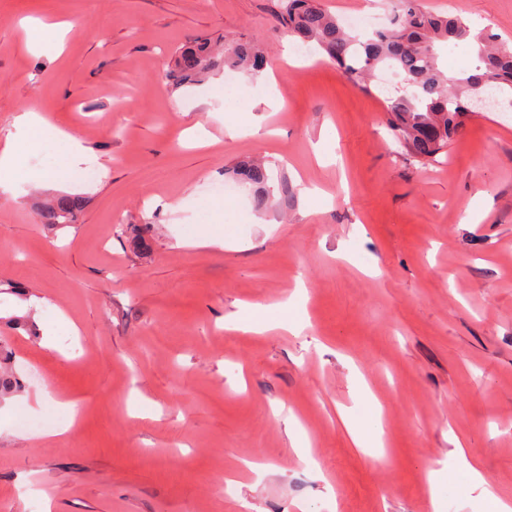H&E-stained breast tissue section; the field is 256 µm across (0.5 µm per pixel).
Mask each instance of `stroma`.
<instances>
[{"instance_id":"stroma-1","label":"stroma","mask_w":512,"mask_h":512,"mask_svg":"<svg viewBox=\"0 0 512 512\" xmlns=\"http://www.w3.org/2000/svg\"><path fill=\"white\" fill-rule=\"evenodd\" d=\"M323 3L378 29L396 15L394 0ZM422 3L512 39V0ZM277 15V0H0V142L23 110L51 124L0 186V283L23 288L0 295V337L22 395L80 411L51 448L48 408L0 419V512H42L47 496L52 512H490L459 444L512 499V107L470 113L447 162L422 165L390 134L379 84L359 89L320 52L284 62L295 39ZM33 20L69 22L63 50L48 35L27 49ZM197 37L251 40L274 84L220 68L172 86V52ZM198 123L214 145L185 137ZM64 132L103 179L69 168ZM245 161L266 167L267 205L240 190L225 243L192 245L215 221L206 186ZM61 195L84 199L76 223L42 224ZM300 280L299 333L225 331ZM23 296L63 308L79 339L16 316ZM358 374L384 407L378 456L338 416L366 425Z\"/></svg>"}]
</instances>
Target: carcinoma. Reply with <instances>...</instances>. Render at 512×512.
Segmentation results:
<instances>
[{"mask_svg":"<svg viewBox=\"0 0 512 512\" xmlns=\"http://www.w3.org/2000/svg\"><path fill=\"white\" fill-rule=\"evenodd\" d=\"M398 27L362 35L345 28L330 14L322 0H279L278 16L291 36L315 43L338 63L352 83L363 89L382 65L388 66L398 82L384 97L387 123L395 138L415 157L428 163L448 154V143L461 127L470 102L478 96H497L512 90V41L486 30L458 15H441L425 9L420 0H398ZM464 44L475 59L474 67L456 77L439 68L440 49ZM266 59L247 39L224 44L198 39L176 49L166 78L175 85L199 80L220 67L261 68ZM243 183L252 189L255 207L267 202V170L257 164L239 169ZM80 196L62 195L42 211L43 223L55 227L68 224L81 211Z\"/></svg>","mask_w":512,"mask_h":512,"instance_id":"1","label":"carcinoma"}]
</instances>
